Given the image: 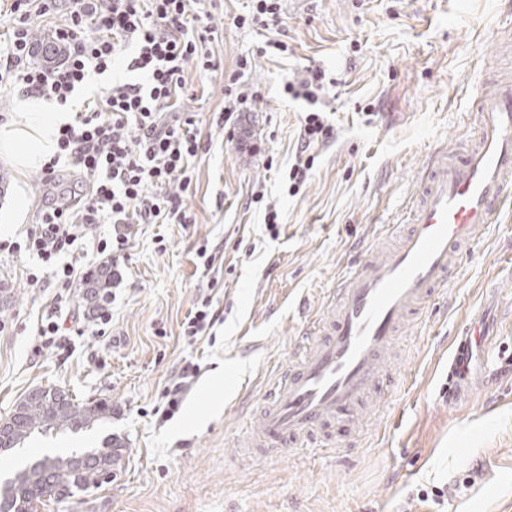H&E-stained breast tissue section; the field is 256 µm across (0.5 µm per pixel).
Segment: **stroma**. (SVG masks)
<instances>
[{"label":"stroma","mask_w":512,"mask_h":512,"mask_svg":"<svg viewBox=\"0 0 512 512\" xmlns=\"http://www.w3.org/2000/svg\"><path fill=\"white\" fill-rule=\"evenodd\" d=\"M195 9L208 16L222 69L205 78L187 64L175 101L210 145L189 165L191 221L134 226L104 334L78 290V331L65 347L36 351L55 290L28 285L36 258L0 253V419L37 387L113 409L102 428L16 449L0 460V479L111 433L125 443L111 482L38 512H512V214L477 232L446 295L410 317L388 362L393 384L335 431L344 451L318 438L283 456L243 453L307 319L323 316L330 288L381 226L407 214L427 154L455 149L467 133L512 0H285L280 24L262 31L235 24L249 0H199ZM270 40L287 42V53H265ZM244 56L251 66L242 72ZM311 66L326 72L317 106L335 137L312 147L314 167L292 193L288 167L308 105L282 84ZM234 74L258 96L230 128L217 119ZM1 171L10 180L2 241L18 240L45 204L78 189L68 175L45 185L40 169L19 172L0 150ZM270 206L281 216L275 237L264 224ZM205 300L217 320L188 341L183 324ZM474 320L494 322L497 334L473 360L481 383L452 402L450 347ZM187 362L199 372L166 417L164 391ZM435 486L442 497L423 498Z\"/></svg>","instance_id":"stroma-1"}]
</instances>
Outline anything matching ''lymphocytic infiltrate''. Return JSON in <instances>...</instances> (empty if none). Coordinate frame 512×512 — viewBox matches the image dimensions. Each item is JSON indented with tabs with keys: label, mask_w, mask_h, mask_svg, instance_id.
I'll list each match as a JSON object with an SVG mask.
<instances>
[{
	"label": "lymphocytic infiltrate",
	"mask_w": 512,
	"mask_h": 512,
	"mask_svg": "<svg viewBox=\"0 0 512 512\" xmlns=\"http://www.w3.org/2000/svg\"><path fill=\"white\" fill-rule=\"evenodd\" d=\"M191 0H13L12 36L0 51V85L26 97L67 104L89 75L120 66L140 73L141 81H115L94 100L83 101L72 120L59 127L56 150L42 166L45 183H55L60 167L78 171L88 193L75 203L51 204L23 243L0 242V251L25 247L51 271L55 307L37 328L41 347L62 346L67 329L62 308L88 274L64 254L77 250L93 224H109L110 236L97 239V255L115 259L134 224H185L187 169L207 151L192 117L171 111L185 87L184 66L195 62L200 74L218 69L199 32L200 14ZM60 14L52 50L64 58L50 69L31 65L32 17ZM334 129L322 112L304 116L290 187L304 183L314 166L311 146L332 139Z\"/></svg>",
	"instance_id": "lymphocytic-infiltrate-1"
}]
</instances>
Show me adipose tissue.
Masks as SVG:
<instances>
[{
  "mask_svg": "<svg viewBox=\"0 0 512 512\" xmlns=\"http://www.w3.org/2000/svg\"><path fill=\"white\" fill-rule=\"evenodd\" d=\"M16 122L0 128V143L21 168L43 162L53 151V134L67 120L65 113L36 99L19 105Z\"/></svg>",
  "mask_w": 512,
  "mask_h": 512,
  "instance_id": "obj_1",
  "label": "adipose tissue"
}]
</instances>
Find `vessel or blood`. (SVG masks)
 <instances>
[{"instance_id": "vessel-or-blood-1", "label": "vessel or blood", "mask_w": 512, "mask_h": 512, "mask_svg": "<svg viewBox=\"0 0 512 512\" xmlns=\"http://www.w3.org/2000/svg\"><path fill=\"white\" fill-rule=\"evenodd\" d=\"M512 205V81L497 79L480 94L476 127L454 152L427 162L421 190L389 252L370 248L336 286L321 323L307 332L296 359L258 409L246 451L284 453L327 435L380 394L386 363L405 318L447 285L461 252L479 229ZM473 338L457 337L448 395L473 378Z\"/></svg>"}]
</instances>
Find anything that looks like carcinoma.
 Instances as JSON below:
<instances>
[{
    "mask_svg": "<svg viewBox=\"0 0 512 512\" xmlns=\"http://www.w3.org/2000/svg\"><path fill=\"white\" fill-rule=\"evenodd\" d=\"M55 392L46 389L44 400L17 417L12 448L24 447L37 433L77 434L112 418V403L106 400L77 403L70 394L60 398ZM123 450L122 440L108 435L99 447L46 455L19 467L9 479L0 481V512H37L39 503L100 488L108 482Z\"/></svg>",
    "mask_w": 512,
    "mask_h": 512,
    "instance_id": "carcinoma-1",
    "label": "carcinoma"
}]
</instances>
